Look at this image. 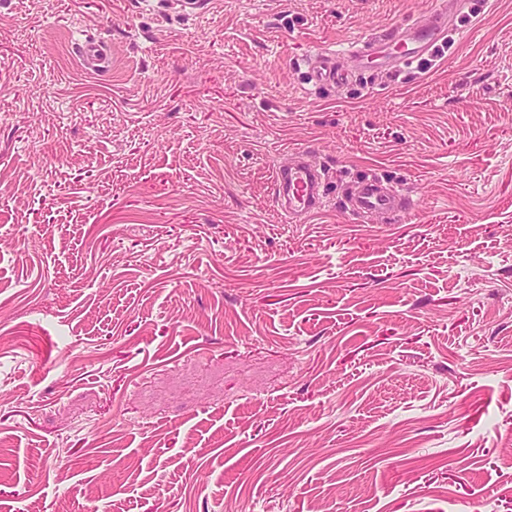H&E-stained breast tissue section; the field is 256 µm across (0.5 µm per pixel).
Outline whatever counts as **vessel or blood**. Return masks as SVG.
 Segmentation results:
<instances>
[{
    "instance_id": "1",
    "label": "vessel or blood",
    "mask_w": 512,
    "mask_h": 512,
    "mask_svg": "<svg viewBox=\"0 0 512 512\" xmlns=\"http://www.w3.org/2000/svg\"><path fill=\"white\" fill-rule=\"evenodd\" d=\"M451 25L447 10H433L428 23H414L391 28L359 38L351 52L354 64L366 67H391L401 72L404 66L420 60L444 37ZM83 68L90 73L104 72L109 64L110 49L101 41H87L79 47ZM335 54L331 51L316 53L309 64V76L313 83L347 81L346 73L337 69ZM325 176L308 159L307 152L295 154L293 163L278 167L272 172L276 187L277 203L289 221L308 223L310 218L324 207L320 189ZM409 202L396 188H384L376 182L365 183L350 198L347 208L358 216H377L408 208Z\"/></svg>"
}]
</instances>
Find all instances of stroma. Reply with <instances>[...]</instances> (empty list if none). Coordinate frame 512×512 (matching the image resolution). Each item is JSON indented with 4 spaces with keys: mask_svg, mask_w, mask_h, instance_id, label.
I'll list each match as a JSON object with an SVG mask.
<instances>
[{
    "mask_svg": "<svg viewBox=\"0 0 512 512\" xmlns=\"http://www.w3.org/2000/svg\"><path fill=\"white\" fill-rule=\"evenodd\" d=\"M449 2L0 0V512H512V0L346 55ZM451 25L447 10H433L427 24L414 23L399 28H391L359 38L350 55L355 67H388L399 73L404 67L423 56L444 37ZM399 57L395 64L390 63L391 57ZM83 68L89 73H102L108 67L110 48L101 41H86L79 46ZM336 51H321L316 53L315 59L310 61V81L315 84L336 83L348 80V75L336 69L334 63ZM295 160L288 166H279L272 172L277 203L290 222L309 223L311 217L324 207L320 193L325 176L308 159L305 151H295ZM409 204L396 188H382L376 182L370 181L349 199L347 208L355 215L369 217L407 209Z\"/></svg>",
    "mask_w": 512,
    "mask_h": 512,
    "instance_id": "35a3bbf8",
    "label": "stroma"
}]
</instances>
